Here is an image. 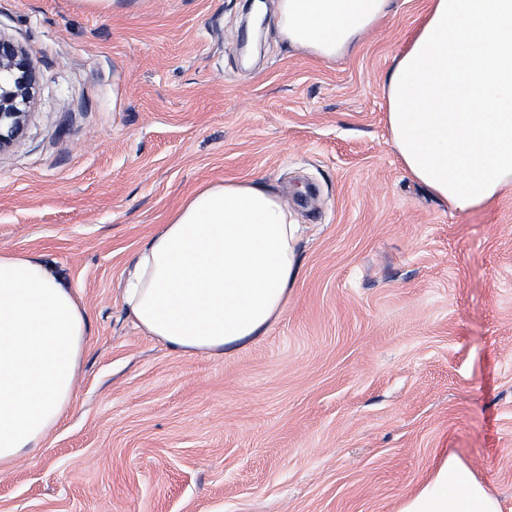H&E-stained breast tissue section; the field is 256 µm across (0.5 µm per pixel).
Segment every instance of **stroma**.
Wrapping results in <instances>:
<instances>
[{"label": "stroma", "mask_w": 512, "mask_h": 512, "mask_svg": "<svg viewBox=\"0 0 512 512\" xmlns=\"http://www.w3.org/2000/svg\"><path fill=\"white\" fill-rule=\"evenodd\" d=\"M430 0L333 61L239 56L245 0H0L39 84L0 152V250L51 265L89 343L0 512H399L448 454L512 512V185L452 210L392 145L384 80ZM259 180L302 226L265 336L224 357L137 329L123 278L199 186Z\"/></svg>", "instance_id": "stroma-1"}]
</instances>
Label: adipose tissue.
<instances>
[{"mask_svg": "<svg viewBox=\"0 0 512 512\" xmlns=\"http://www.w3.org/2000/svg\"><path fill=\"white\" fill-rule=\"evenodd\" d=\"M393 0H275L289 44L331 61L387 17ZM404 169L457 211L512 184V0H431L385 78ZM300 226L254 181L199 187L139 248L123 303L149 336L221 357L266 335L302 264ZM89 334L77 295L42 261L0 250V469L35 457L71 408ZM400 512H502L456 455Z\"/></svg>", "mask_w": 512, "mask_h": 512, "instance_id": "adipose-tissue-1", "label": "adipose tissue"}]
</instances>
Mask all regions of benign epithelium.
<instances>
[{
	"label": "benign epithelium",
	"instance_id": "obj_1",
	"mask_svg": "<svg viewBox=\"0 0 512 512\" xmlns=\"http://www.w3.org/2000/svg\"><path fill=\"white\" fill-rule=\"evenodd\" d=\"M37 87L32 52L0 37V151L24 133Z\"/></svg>",
	"mask_w": 512,
	"mask_h": 512
}]
</instances>
